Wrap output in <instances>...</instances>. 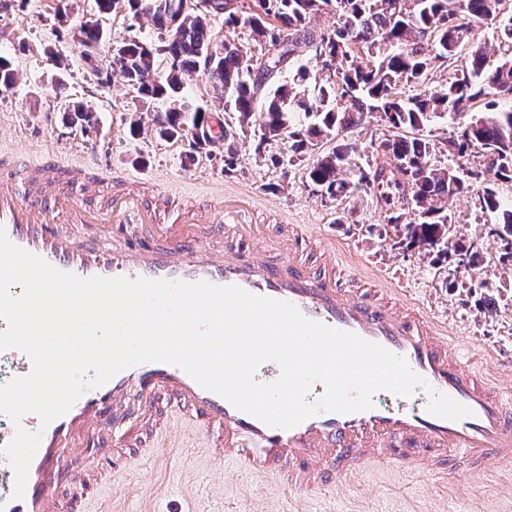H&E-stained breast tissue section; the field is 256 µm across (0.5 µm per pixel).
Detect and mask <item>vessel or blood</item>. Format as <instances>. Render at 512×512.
<instances>
[{"label":"vessel or blood","mask_w":512,"mask_h":512,"mask_svg":"<svg viewBox=\"0 0 512 512\" xmlns=\"http://www.w3.org/2000/svg\"><path fill=\"white\" fill-rule=\"evenodd\" d=\"M60 175L51 162L34 172L21 160L0 159V226L15 245L84 279L205 281L289 302L309 320L403 356L429 390L452 397L469 414L457 421L439 418L426 410L428 391L402 397L381 390L369 410L321 412L281 429L236 409L177 366L142 363L88 391L49 425L33 413L17 425L0 414V445L19 425L41 435L23 498L14 497V474L0 455V512H70L65 486L98 497L112 477L96 466L74 467L78 446L111 449L113 459L134 470L142 457L174 447L184 435L218 461L274 475L287 492H319L325 504L335 503L337 488L369 461L442 473L512 463V396L467 364L437 321L401 305V289L389 294L377 285L355 286L328 254L309 265L303 258L307 233L297 226L276 239L254 233L244 199L234 196L217 198L209 213L193 211L183 223L160 224L144 193L116 192L108 232L139 225L138 246L75 245L73 225L101 217L86 196L51 190ZM0 359L9 361L10 379L31 369L16 348L0 351Z\"/></svg>","instance_id":"1"}]
</instances>
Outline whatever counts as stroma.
<instances>
[{
	"label": "stroma",
	"mask_w": 512,
	"mask_h": 512,
	"mask_svg": "<svg viewBox=\"0 0 512 512\" xmlns=\"http://www.w3.org/2000/svg\"><path fill=\"white\" fill-rule=\"evenodd\" d=\"M108 39L95 64L79 60L69 28L54 17L48 0H15L0 10V55L18 71L15 87L0 94V155L17 154L29 167L51 161L63 170L93 172L101 182L91 202L110 210L114 191L156 190L164 194L162 222L202 206L218 192L241 195L250 204L252 223L273 235L284 224H301L311 239L310 258L336 254L345 276H399L407 302L448 327L464 357L489 373L502 389H512V266L499 263L500 239L490 233L491 217L476 196L450 199L451 235L473 242L485 261L476 278L451 262L433 263L427 255L386 237L388 208L377 188L342 200L321 196L307 183V161L276 166L286 154L284 140L269 142L265 159L243 148L233 170L224 152L186 164L191 147L153 132L135 134L130 118L140 103L119 78L107 73L111 45L132 37L161 45L149 17L124 13L103 22ZM56 61H49L47 51ZM91 107L90 127L71 125L69 102ZM197 512H280L287 497L260 477H245L220 466L205 449L186 444L160 449L156 459L125 483L103 489L95 512H181L184 496ZM341 512H512V468L463 473L453 478L407 471L375 462L338 493Z\"/></svg>",
	"instance_id": "35a3bbf8"
}]
</instances>
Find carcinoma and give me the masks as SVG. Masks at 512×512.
I'll return each instance as SVG.
<instances>
[{"label": "carcinoma", "mask_w": 512, "mask_h": 512, "mask_svg": "<svg viewBox=\"0 0 512 512\" xmlns=\"http://www.w3.org/2000/svg\"><path fill=\"white\" fill-rule=\"evenodd\" d=\"M151 0H94L105 16L126 8L146 15L158 29L169 32V10L152 8ZM503 0H254L244 14L237 0H201L202 9L184 15L176 35L163 46L168 69L140 41L117 48L120 59L112 75L122 79L143 101L168 104L181 97L184 77L210 70L217 79L210 91L222 103L219 140L209 137L215 114L196 109L155 111L150 121L139 115L130 121L133 132L144 125L159 138L173 141L204 129L202 140L187 161L220 145L224 166L233 169L253 128L254 153L262 155L273 140L288 141L292 156L314 155L306 179L322 194L341 200L374 186L393 188L399 210L386 217L398 237L410 246L445 262L460 253L470 274L482 259L466 239L448 241V199L475 194L479 209L493 217L498 230L511 238L502 262H512V205L492 187L512 182V15L502 12ZM333 16V28L317 32L309 27L313 14ZM243 25L251 32L253 51L224 42V55L209 65L213 23ZM484 27L496 33L500 59L488 66ZM314 59L334 61L337 80L308 89L310 71L297 67L288 79L284 69L300 52ZM453 74L446 84H433L431 75L444 65ZM17 72L0 56V93L11 90ZM409 85L415 93L403 96ZM73 123H90L92 113L81 102L67 108ZM369 114L380 119L381 133L370 146L387 155L390 169L371 171L357 161L355 132ZM465 116L440 140L431 127L441 119ZM333 142L325 150L327 142ZM476 150L483 168L464 172L440 163L437 154L463 156ZM486 185L476 188L475 182Z\"/></svg>", "instance_id": "cac0c4a2"}]
</instances>
